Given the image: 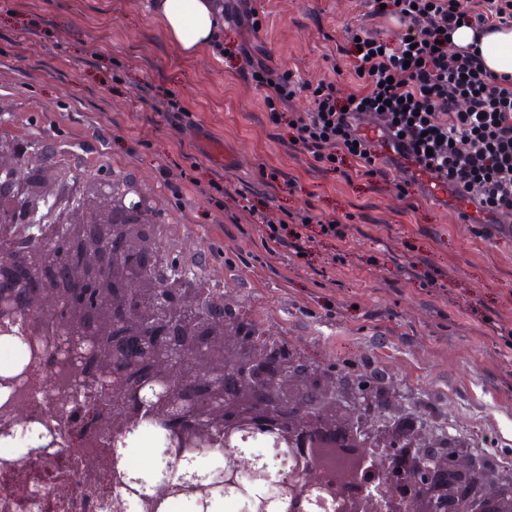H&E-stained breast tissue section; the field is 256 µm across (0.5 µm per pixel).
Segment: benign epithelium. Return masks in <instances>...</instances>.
Listing matches in <instances>:
<instances>
[{"mask_svg":"<svg viewBox=\"0 0 512 512\" xmlns=\"http://www.w3.org/2000/svg\"><path fill=\"white\" fill-rule=\"evenodd\" d=\"M25 150L0 136V325L32 315L21 340L49 326L86 346L80 355L92 371L83 380L32 367L1 372L0 440L22 442L27 456L63 447L65 405L25 398L41 392L75 403L101 387L107 404L96 430L125 450L142 420L161 424L169 441L192 449L181 463L202 500L219 482L252 512H512V494L488 487L471 455L433 452L434 431L414 417L384 426L358 419L353 404L364 401L349 400L336 376L288 360L275 337L251 332L223 303L185 320L205 295L179 277L162 286L143 275L162 255L143 229L149 197L135 185L120 195L97 181L67 185ZM401 435L409 438L402 448ZM249 437L274 451L242 447ZM336 442L359 460L340 468L319 461L317 448ZM218 446L224 472L215 479L194 458Z\"/></svg>","mask_w":512,"mask_h":512,"instance_id":"benign-epithelium-1","label":"benign epithelium"}]
</instances>
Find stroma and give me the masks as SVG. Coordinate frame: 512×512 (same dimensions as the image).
<instances>
[{
    "label": "stroma",
    "instance_id": "35a3bbf8",
    "mask_svg": "<svg viewBox=\"0 0 512 512\" xmlns=\"http://www.w3.org/2000/svg\"><path fill=\"white\" fill-rule=\"evenodd\" d=\"M150 2L0 0V133L42 139L55 178L137 183L169 260L303 360L380 369L413 416L512 468V234L458 223L430 197L399 198L391 182L315 169L268 124L265 89L224 59L228 47L261 48L275 73L350 91L342 30L362 23L364 0H250L258 31L227 21L190 59ZM158 92L192 112L194 128L167 127ZM219 178L224 197L199 192ZM246 197L268 200L277 219L305 210L335 221L344 239L300 258L269 251ZM411 260L408 280L399 267ZM429 263L444 272L435 288Z\"/></svg>",
    "mask_w": 512,
    "mask_h": 512
}]
</instances>
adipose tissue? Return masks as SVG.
<instances>
[{
  "instance_id": "obj_1",
  "label": "adipose tissue",
  "mask_w": 512,
  "mask_h": 512,
  "mask_svg": "<svg viewBox=\"0 0 512 512\" xmlns=\"http://www.w3.org/2000/svg\"><path fill=\"white\" fill-rule=\"evenodd\" d=\"M151 7L164 35L186 57L209 47L222 25L215 0H152ZM450 39L459 47L478 44L489 72L512 76V27L478 35L463 26L452 32Z\"/></svg>"
}]
</instances>
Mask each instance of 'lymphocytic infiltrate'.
I'll use <instances>...</instances> for the list:
<instances>
[{"label":"lymphocytic infiltrate","mask_w":512,"mask_h":512,"mask_svg":"<svg viewBox=\"0 0 512 512\" xmlns=\"http://www.w3.org/2000/svg\"><path fill=\"white\" fill-rule=\"evenodd\" d=\"M370 17L400 24L396 39L375 29H344L345 52L360 79L347 93L334 82H310L285 72L273 75L266 63L239 52L241 77L266 88L268 123L286 128L292 148L311 165L356 178L398 177L401 195L421 179L457 199L473 201L487 223L512 218V78L487 71L476 52L448 39L458 25L478 30L512 26V0H367ZM309 93L313 108L292 111L290 102ZM410 142L413 164L389 154L393 144ZM267 242L287 245L301 239L314 221L296 214L290 224L273 221L264 206H247Z\"/></svg>","instance_id":"f902f5d3"}]
</instances>
